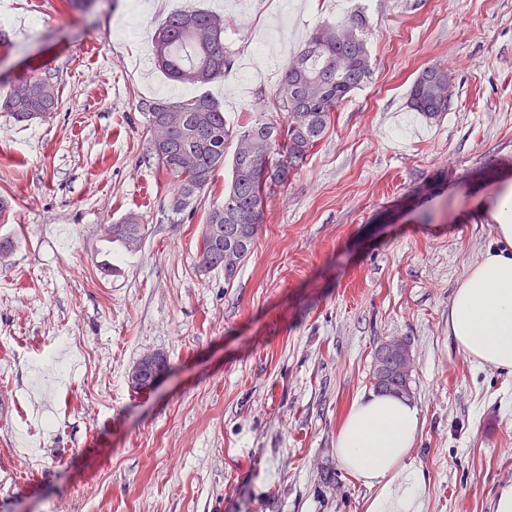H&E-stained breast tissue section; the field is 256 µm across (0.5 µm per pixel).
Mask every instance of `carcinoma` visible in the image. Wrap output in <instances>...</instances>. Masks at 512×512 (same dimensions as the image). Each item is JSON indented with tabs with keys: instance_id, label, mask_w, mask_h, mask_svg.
Instances as JSON below:
<instances>
[{
	"instance_id": "carcinoma-1",
	"label": "carcinoma",
	"mask_w": 512,
	"mask_h": 512,
	"mask_svg": "<svg viewBox=\"0 0 512 512\" xmlns=\"http://www.w3.org/2000/svg\"><path fill=\"white\" fill-rule=\"evenodd\" d=\"M365 29L364 15L354 11L310 33L277 84L274 114L235 129L218 102L204 93L179 102H139L147 121V152L159 169L176 179V215L209 188L214 174L224 167L227 141L235 140L224 203L208 213L203 227L201 271L222 269L229 281L249 260L263 223L265 199L303 168L337 107L371 77ZM154 53L172 80L209 84L231 65L224 50V18L195 8L174 12L156 31ZM447 86L448 71L423 68L410 88L409 108L428 119L442 115L448 111ZM60 107L56 85L35 74L17 79L0 100V109L18 122L39 119ZM146 234V225L129 214L111 225L108 239L131 252Z\"/></svg>"
}]
</instances>
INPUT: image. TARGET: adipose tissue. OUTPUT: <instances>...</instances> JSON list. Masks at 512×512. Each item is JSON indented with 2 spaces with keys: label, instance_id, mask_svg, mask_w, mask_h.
Segmentation results:
<instances>
[{
  "label": "adipose tissue",
  "instance_id": "adipose-tissue-1",
  "mask_svg": "<svg viewBox=\"0 0 512 512\" xmlns=\"http://www.w3.org/2000/svg\"><path fill=\"white\" fill-rule=\"evenodd\" d=\"M494 241L452 291L448 334L482 367L512 374V185L492 195ZM419 407L376 391L359 396L336 431V460L366 487L365 512H423L427 476L411 450L423 429Z\"/></svg>",
  "mask_w": 512,
  "mask_h": 512
}]
</instances>
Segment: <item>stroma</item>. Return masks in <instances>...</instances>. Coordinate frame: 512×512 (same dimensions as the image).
Wrapping results in <instances>:
<instances>
[{
    "instance_id": "obj_1",
    "label": "stroma",
    "mask_w": 512,
    "mask_h": 512,
    "mask_svg": "<svg viewBox=\"0 0 512 512\" xmlns=\"http://www.w3.org/2000/svg\"><path fill=\"white\" fill-rule=\"evenodd\" d=\"M373 74L306 165L266 201L232 280L200 272L216 172L190 215L145 156L136 104L202 92L230 125L269 112L282 73L343 0H0V92L52 78L46 120L0 112V512H365L336 460V428L372 388L377 345L406 339L424 427V512H495L512 483V375L475 366L448 334L456 283L512 181V0H353ZM223 15L233 64L199 88L153 62L183 8ZM281 39L263 60L253 46ZM448 68V110L407 106L425 66ZM148 227L133 252L103 232ZM168 369L134 391L129 369ZM164 358L159 354H150L144 356L129 372L128 382L130 387L137 388L138 390H146L154 387L160 377L163 375L164 369H162L161 362ZM159 366V368H158ZM153 369L152 376L146 382V385L141 388L140 383L142 375L146 372V369ZM160 369V370H159Z\"/></svg>"
}]
</instances>
